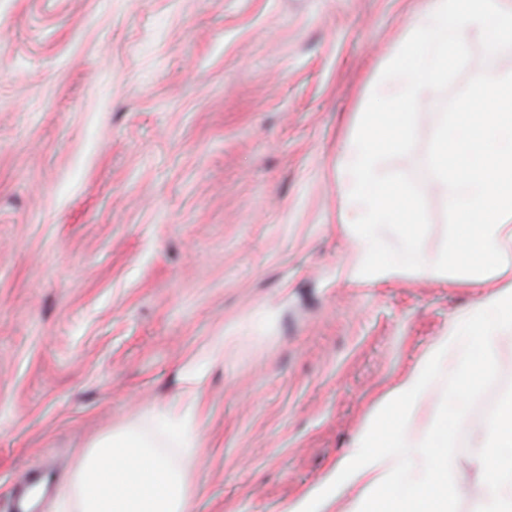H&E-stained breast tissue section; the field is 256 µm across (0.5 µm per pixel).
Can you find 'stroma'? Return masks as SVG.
Instances as JSON below:
<instances>
[{"label": "stroma", "mask_w": 512, "mask_h": 512, "mask_svg": "<svg viewBox=\"0 0 512 512\" xmlns=\"http://www.w3.org/2000/svg\"><path fill=\"white\" fill-rule=\"evenodd\" d=\"M427 0H0V512L23 473L62 512L92 441L160 443L191 512H285L477 300L435 274L455 217L433 133L512 51L472 59L385 161L427 204L425 269L366 283L342 144ZM193 400L180 448L153 418ZM483 387L457 424V512L482 497Z\"/></svg>", "instance_id": "35a3bbf8"}]
</instances>
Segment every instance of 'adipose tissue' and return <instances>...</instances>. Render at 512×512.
I'll return each mask as SVG.
<instances>
[{"instance_id":"adipose-tissue-1","label":"adipose tissue","mask_w":512,"mask_h":512,"mask_svg":"<svg viewBox=\"0 0 512 512\" xmlns=\"http://www.w3.org/2000/svg\"><path fill=\"white\" fill-rule=\"evenodd\" d=\"M430 169L456 218L443 260L482 295L387 395L354 450L287 512H328L353 486L365 495L349 512H455L448 434L495 376L499 348L512 346V76L476 90L436 129ZM441 376L450 381L448 401L415 432L412 424ZM490 428L478 512H512V395L498 400ZM73 484L75 512H190L184 476L127 430L96 440Z\"/></svg>"}]
</instances>
